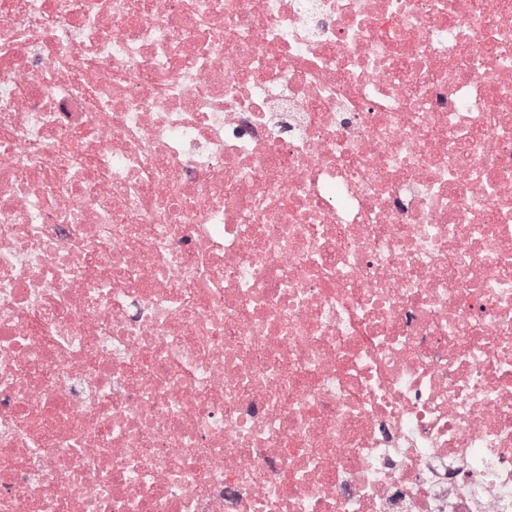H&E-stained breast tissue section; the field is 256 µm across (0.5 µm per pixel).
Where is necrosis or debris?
Returning a JSON list of instances; mask_svg holds the SVG:
<instances>
[{"mask_svg":"<svg viewBox=\"0 0 512 512\" xmlns=\"http://www.w3.org/2000/svg\"><path fill=\"white\" fill-rule=\"evenodd\" d=\"M0 512H512V0H0Z\"/></svg>","mask_w":512,"mask_h":512,"instance_id":"1","label":"necrosis or debris"}]
</instances>
